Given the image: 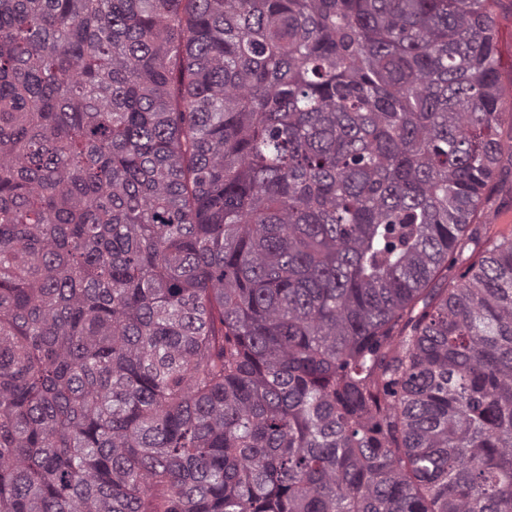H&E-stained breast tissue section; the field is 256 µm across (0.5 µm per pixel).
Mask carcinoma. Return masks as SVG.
Segmentation results:
<instances>
[{"label": "carcinoma", "instance_id": "obj_1", "mask_svg": "<svg viewBox=\"0 0 512 512\" xmlns=\"http://www.w3.org/2000/svg\"><path fill=\"white\" fill-rule=\"evenodd\" d=\"M496 0H0V512H512Z\"/></svg>", "mask_w": 512, "mask_h": 512}]
</instances>
